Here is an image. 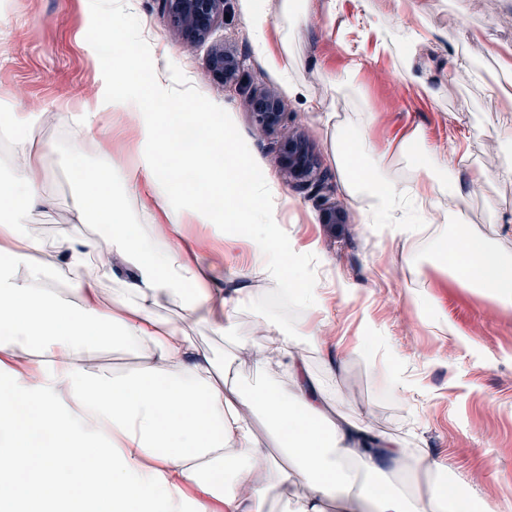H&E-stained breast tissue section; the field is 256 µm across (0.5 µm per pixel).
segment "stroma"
I'll use <instances>...</instances> for the list:
<instances>
[{
  "instance_id": "stroma-1",
  "label": "stroma",
  "mask_w": 512,
  "mask_h": 512,
  "mask_svg": "<svg viewBox=\"0 0 512 512\" xmlns=\"http://www.w3.org/2000/svg\"><path fill=\"white\" fill-rule=\"evenodd\" d=\"M255 1L268 17L260 48L248 24ZM126 4L141 22L159 84L171 86L168 66L176 64L229 113L275 190V222L295 252L315 254L319 298L310 315L325 335L342 340L346 356L305 344L300 351L340 413L367 422L375 434L405 441L447 467L472 497L512 512V306L465 288L424 259L435 237L452 229L444 213L460 205L468 230L493 237L512 253V177L499 160L502 124L512 112V0H303L292 14L284 0H226V21L197 44L182 39L160 0ZM89 17V0H0V99L9 98L20 111H82L103 80L98 57L82 39ZM373 20L386 26L387 48L378 47ZM412 31L421 40L400 52ZM215 43L234 49L242 62L235 85L207 73ZM353 67L360 92L350 96L338 89L336 77ZM404 69L410 79L400 78ZM265 91L282 101L284 128L255 124L248 97ZM344 123L363 130L370 156L384 154L388 176L400 183L418 157L395 153L393 145L414 133L443 153L450 142L460 143L450 174L461 195L441 196L431 224L411 242L391 225L366 223V201L347 190L337 161L336 127ZM288 133L304 138L317 156L322 189L298 188L281 172L278 156ZM38 137L52 150L44 157L46 197L34 214L76 215L71 141L47 125ZM133 137L122 115L105 116L95 149L83 152L82 161L94 167L111 160L112 186L147 237L165 217L148 197L125 191L138 162ZM475 169L485 173L476 186L470 182ZM332 204L345 212L337 230L322 221ZM170 241L189 249L203 242L197 257L214 294L256 299L262 275L250 268V238L221 232L187 210ZM344 281L354 284V293L342 291ZM428 309L452 323L455 335L422 323ZM259 320L241 312L232 339L214 335L204 323L189 324L188 333L249 388L262 376L242 362L238 340L252 335ZM362 337L370 344L365 355L355 351ZM391 368L404 388L389 385Z\"/></svg>"
}]
</instances>
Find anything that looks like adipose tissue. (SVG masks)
<instances>
[{
  "mask_svg": "<svg viewBox=\"0 0 512 512\" xmlns=\"http://www.w3.org/2000/svg\"><path fill=\"white\" fill-rule=\"evenodd\" d=\"M160 93L145 88L126 56L115 54L102 86L82 112L66 116L0 104L15 130L0 180V512H270L273 489L302 487L295 512H427L429 505L455 512H497L469 499L445 481L406 443L372 440L367 424L331 421L327 393L306 371L300 341L322 347L326 338L305 321L295 334L271 323L257 325L262 343L251 359L262 373L287 372L290 383L243 392L228 371L195 351L183 324L156 310L179 298L188 320L229 333L241 303L214 296L185 247L153 250L132 230L127 210L112 190V165H75L76 183L98 223L107 225L109 247L86 240L80 223L64 229L69 256L57 266L31 226L34 206L45 196V151L33 136L45 122L68 124L74 156L95 135L107 111L128 115L138 132L144 193L159 203L181 192L165 178L148 145L161 129ZM418 148L421 164L398 187L381 164L368 163L348 189L370 198L372 221L392 224L412 238L426 210L444 194L459 192L448 175V157L424 147L418 135L399 152ZM436 255L465 287L512 305V254L476 232L437 238ZM130 260L136 275L105 289L114 254ZM61 269L71 300L50 288ZM121 345L144 363L117 376L97 364L102 346ZM260 413L284 458L275 457L253 432ZM404 463L411 483L425 481L428 497L384 489L382 460Z\"/></svg>",
  "mask_w": 512,
  "mask_h": 512,
  "instance_id": "adipose-tissue-1",
  "label": "adipose tissue"
}]
</instances>
